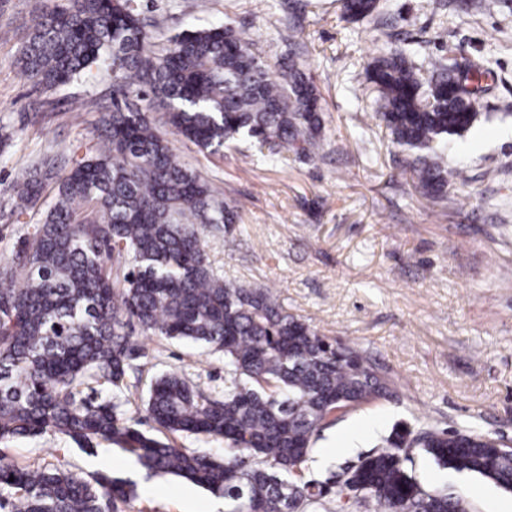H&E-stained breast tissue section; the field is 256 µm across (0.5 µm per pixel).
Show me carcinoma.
Returning a JSON list of instances; mask_svg holds the SVG:
<instances>
[{"mask_svg":"<svg viewBox=\"0 0 512 512\" xmlns=\"http://www.w3.org/2000/svg\"><path fill=\"white\" fill-rule=\"evenodd\" d=\"M379 0H342L351 20L371 18ZM135 0H49L34 17L18 60L43 89L95 68L112 70V110L94 151L58 181L54 202L14 257L0 266V443L52 431L83 447L110 442L148 476L171 474L224 497V512H471L450 487L409 472L420 449L438 466L512 492L509 445L436 425L395 427L385 446L345 468L344 480L308 478L314 439L339 409L396 397L363 352L331 343L285 312L270 290L216 276L199 224H234L235 208L187 168L168 135L211 155L246 139L277 163L323 150L322 107L294 56L268 63L255 40L228 25L186 30L159 50ZM375 119L413 153L412 178L433 199L467 182L448 168V136L477 119L472 81L484 62L401 50L367 70ZM163 112L161 119L152 111ZM44 189L42 168L14 185L20 212ZM191 340L224 352V393L216 397L174 373L151 381L144 419L121 403L83 395L99 380L121 393L142 372L134 331ZM224 441V458L173 445L174 434ZM137 496L135 482L91 479L56 466L31 468L0 457V512H103Z\"/></svg>","mask_w":512,"mask_h":512,"instance_id":"cac0c4a2","label":"carcinoma"}]
</instances>
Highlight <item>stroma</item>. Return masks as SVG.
Listing matches in <instances>:
<instances>
[{
	"label": "stroma",
	"mask_w": 512,
	"mask_h": 512,
	"mask_svg": "<svg viewBox=\"0 0 512 512\" xmlns=\"http://www.w3.org/2000/svg\"><path fill=\"white\" fill-rule=\"evenodd\" d=\"M152 43L193 27L228 24L257 35L264 57L294 53L323 109L325 151L313 159L243 163L237 148L210 155L173 140L180 160L238 207L228 231L198 232L214 272L237 285L273 289L283 309L321 335L359 347L385 371L397 399L338 412L317 440L305 475L326 478L378 451L394 426L433 423L512 443V0L485 12L481 0H379L354 23L341 0H147ZM42 0H0V262L40 223L18 213L12 187L44 158L60 176L87 156L112 102V74L99 69L47 90L21 75L19 50ZM412 60L449 54L490 68L473 99L478 119L448 139L452 185L430 203L410 156L374 118L366 67L388 48ZM140 382L124 409L135 415L152 377L176 371L208 392L224 390V355L189 340L140 337ZM20 465L67 463L87 478L116 474L137 484L122 512H224L223 497L175 476L146 477L133 457L102 441L83 449L54 432L0 443ZM422 483L448 485L473 512H512V492L414 454Z\"/></svg>",
	"instance_id": "35a3bbf8"
}]
</instances>
